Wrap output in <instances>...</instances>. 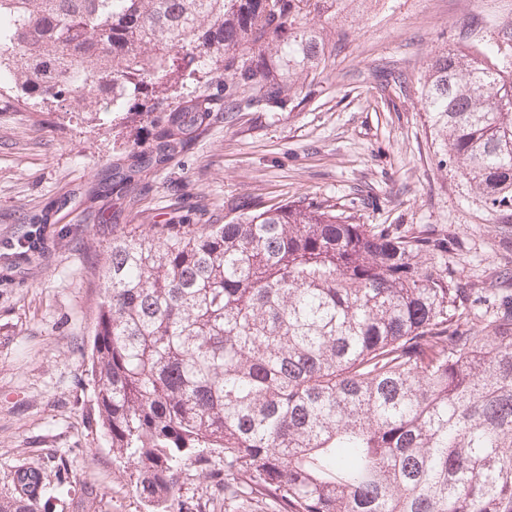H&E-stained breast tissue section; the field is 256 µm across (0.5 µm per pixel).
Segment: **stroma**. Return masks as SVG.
<instances>
[{
	"mask_svg": "<svg viewBox=\"0 0 512 512\" xmlns=\"http://www.w3.org/2000/svg\"><path fill=\"white\" fill-rule=\"evenodd\" d=\"M512 24V0H371L338 22L327 67L286 110L238 113L150 175L120 214L92 201L136 120L24 103L0 88V494L21 461L70 462L101 491L97 512H147L113 462L96 414L86 350L113 224H220L246 203L317 197L367 224L444 233L463 288L497 283L512 262V221L490 211L444 160L419 80L435 51L478 48ZM34 224L59 235L38 261L7 269Z\"/></svg>",
	"mask_w": 512,
	"mask_h": 512,
	"instance_id": "1",
	"label": "stroma"
}]
</instances>
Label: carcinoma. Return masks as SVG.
Masks as SVG:
<instances>
[{
    "label": "carcinoma",
    "instance_id": "carcinoma-1",
    "mask_svg": "<svg viewBox=\"0 0 512 512\" xmlns=\"http://www.w3.org/2000/svg\"><path fill=\"white\" fill-rule=\"evenodd\" d=\"M355 0H0V54L26 99L139 118L93 198L120 209L215 123L285 109ZM222 92L159 109L201 58ZM422 109L448 163L512 208V26L432 56ZM441 234L363 224L329 200L246 206L222 224L112 232L91 381L112 458L151 512H512V290L460 288ZM480 310L485 325L472 318ZM61 458L13 466L0 512L98 497ZM209 485L210 483L202 477H199L195 470L187 472V475L184 477V484L180 491V499L185 503L184 511L187 507L195 510L189 504L197 501L198 498L205 494L207 490L209 491Z\"/></svg>",
    "mask_w": 512,
    "mask_h": 512
}]
</instances>
